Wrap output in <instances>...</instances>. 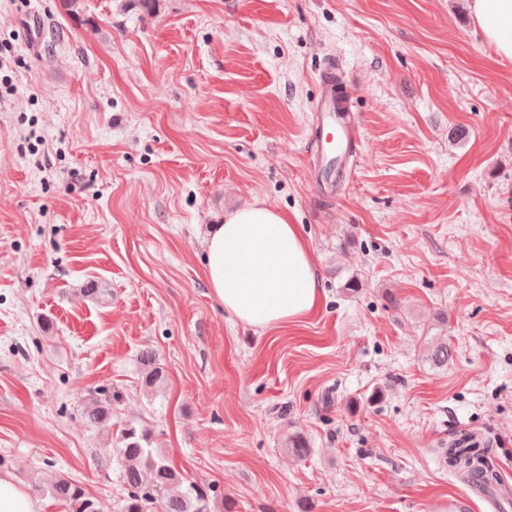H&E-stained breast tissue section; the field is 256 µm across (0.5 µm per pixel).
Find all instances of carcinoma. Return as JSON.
<instances>
[{
    "label": "carcinoma",
    "instance_id": "cac0c4a2",
    "mask_svg": "<svg viewBox=\"0 0 512 512\" xmlns=\"http://www.w3.org/2000/svg\"><path fill=\"white\" fill-rule=\"evenodd\" d=\"M430 359L437 367L448 366V341L440 336L432 338ZM142 382L148 389L161 387L166 379L165 368L152 350L140 355ZM112 398L96 401L87 417L99 427L109 426L112 420ZM287 449L301 457L308 453L309 442L301 434H290L285 441ZM117 451L123 466V480L127 494L121 512H151L153 505L161 503L163 512H212L208 491L193 484H184V478L171 464L168 455L153 447V432L146 428L128 426L121 431ZM441 462L448 468L488 486L496 474L488 465V449L476 444L451 442L438 450ZM46 491L67 508L68 512H99L97 500L83 486L63 476L47 482Z\"/></svg>",
    "mask_w": 512,
    "mask_h": 512
}]
</instances>
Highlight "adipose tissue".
Returning a JSON list of instances; mask_svg holds the SVG:
<instances>
[{
    "label": "adipose tissue",
    "mask_w": 512,
    "mask_h": 512,
    "mask_svg": "<svg viewBox=\"0 0 512 512\" xmlns=\"http://www.w3.org/2000/svg\"><path fill=\"white\" fill-rule=\"evenodd\" d=\"M476 30L512 59V0H472ZM204 274L216 302L239 321L274 329L319 304L310 246L287 213L256 200L228 213L204 242Z\"/></svg>",
    "instance_id": "adipose-tissue-1"
}]
</instances>
